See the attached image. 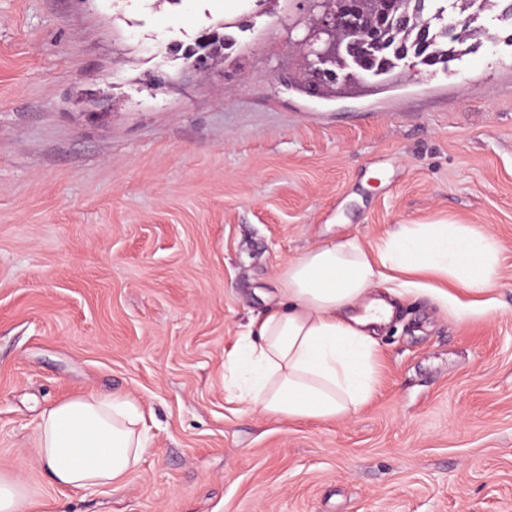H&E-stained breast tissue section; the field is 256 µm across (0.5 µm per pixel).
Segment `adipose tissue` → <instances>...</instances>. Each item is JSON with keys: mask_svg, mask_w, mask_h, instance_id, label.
I'll use <instances>...</instances> for the list:
<instances>
[{"mask_svg": "<svg viewBox=\"0 0 512 512\" xmlns=\"http://www.w3.org/2000/svg\"><path fill=\"white\" fill-rule=\"evenodd\" d=\"M501 249L489 230L454 222L397 225L371 250L354 238L308 249L282 270L279 308L251 321L224 362V381L271 415L348 418L375 390V336L391 322L396 298L425 293L463 317L490 315L491 302L459 304L421 277L489 292ZM390 270L402 275L399 287H386ZM149 445L138 401L121 392L57 403L37 424L38 461L66 489L121 490Z\"/></svg>", "mask_w": 512, "mask_h": 512, "instance_id": "ef3b65f1", "label": "adipose tissue"}]
</instances>
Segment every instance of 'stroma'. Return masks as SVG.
Segmentation results:
<instances>
[{
  "label": "stroma",
  "instance_id": "35a3bbf8",
  "mask_svg": "<svg viewBox=\"0 0 512 512\" xmlns=\"http://www.w3.org/2000/svg\"><path fill=\"white\" fill-rule=\"evenodd\" d=\"M307 0H0V472L65 512H512V20L448 66L330 99L288 86ZM230 47L205 71L186 48ZM454 221L501 242L488 317L427 294L336 422L246 408L224 361L278 272L332 239ZM140 402L120 491L62 489L40 413Z\"/></svg>",
  "mask_w": 512,
  "mask_h": 512
}]
</instances>
